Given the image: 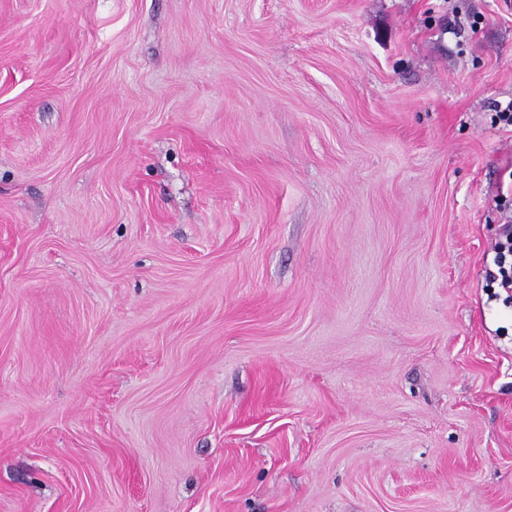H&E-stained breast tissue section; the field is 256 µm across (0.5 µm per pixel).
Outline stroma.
Returning <instances> with one entry per match:
<instances>
[{"label":"stroma","mask_w":512,"mask_h":512,"mask_svg":"<svg viewBox=\"0 0 512 512\" xmlns=\"http://www.w3.org/2000/svg\"><path fill=\"white\" fill-rule=\"evenodd\" d=\"M512 0H0V512H512ZM512 217L501 225L499 239L493 247L495 256L494 265L497 268V274L489 271L488 274L494 279L500 280L502 288H512ZM510 256V262L507 261Z\"/></svg>","instance_id":"stroma-1"}]
</instances>
